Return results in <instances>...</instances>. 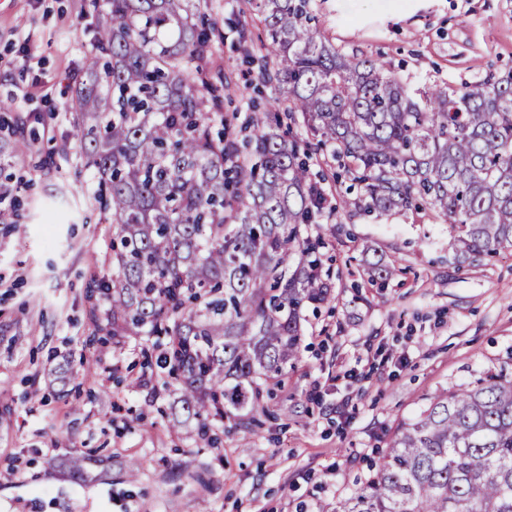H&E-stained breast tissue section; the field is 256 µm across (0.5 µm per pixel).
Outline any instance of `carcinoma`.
<instances>
[{"instance_id":"1","label":"carcinoma","mask_w":512,"mask_h":512,"mask_svg":"<svg viewBox=\"0 0 512 512\" xmlns=\"http://www.w3.org/2000/svg\"><path fill=\"white\" fill-rule=\"evenodd\" d=\"M95 41L72 92L74 138L99 176L112 224V275L95 330L156 336L159 367L181 382L173 427L217 418L245 427L268 411L270 382L296 364L304 310L331 295L307 227L325 196L306 157L325 152L357 186L344 207H412L456 232L458 258L512 247V71L462 90L410 88L340 52L312 0H252L266 32L255 79L278 96L226 132L208 0H92ZM304 138L281 133L284 120ZM371 281L393 269L366 260ZM337 512H512V375L488 373L429 398L399 423Z\"/></svg>"}]
</instances>
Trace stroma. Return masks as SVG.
<instances>
[{
	"label": "stroma",
	"instance_id": "obj_1",
	"mask_svg": "<svg viewBox=\"0 0 512 512\" xmlns=\"http://www.w3.org/2000/svg\"><path fill=\"white\" fill-rule=\"evenodd\" d=\"M207 13L237 128L251 101L274 95L251 84L236 33L263 27L247 0H209ZM314 15L342 52L413 87L512 70V0H315ZM95 25L89 0H0V100L26 119L28 144L7 184L19 218L0 224V512H336L427 395L512 370V249L459 262L449 225L341 211L348 182L327 177L336 211L308 233L323 242L332 298L306 311L268 414L248 428L215 422L214 443L173 433L174 396L142 366L148 338L94 332L107 303L88 284L112 273V226L67 102ZM367 249L397 270L384 287L368 280ZM77 453L93 458L79 476Z\"/></svg>",
	"mask_w": 512,
	"mask_h": 512
}]
</instances>
